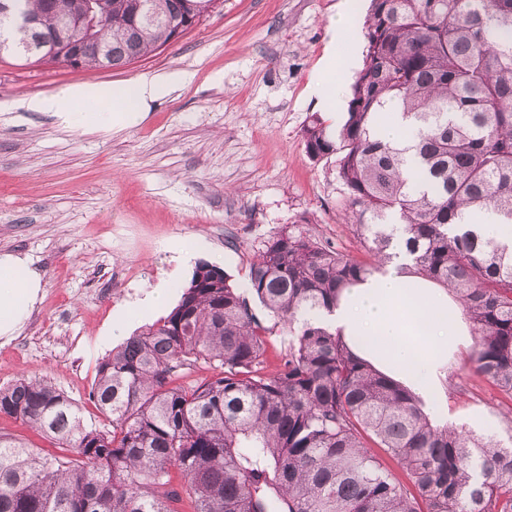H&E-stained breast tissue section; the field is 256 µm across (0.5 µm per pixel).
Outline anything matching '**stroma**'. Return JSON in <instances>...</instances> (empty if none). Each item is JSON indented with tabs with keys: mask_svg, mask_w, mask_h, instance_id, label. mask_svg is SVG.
Returning a JSON list of instances; mask_svg holds the SVG:
<instances>
[{
	"mask_svg": "<svg viewBox=\"0 0 512 512\" xmlns=\"http://www.w3.org/2000/svg\"><path fill=\"white\" fill-rule=\"evenodd\" d=\"M339 0H221L176 43L122 68L0 59V253L25 255L43 287L25 326L0 336V387L50 381L87 427L108 419L89 399L102 338L117 309L193 270L176 250L196 237L202 261L244 283L274 233L304 228L358 259L342 217L334 159H312L302 130L308 85L329 43ZM157 71L189 83L152 102L130 129L70 128L20 99L73 83L112 84ZM462 409L486 412L507 437L506 402L465 363L450 373Z\"/></svg>",
	"mask_w": 512,
	"mask_h": 512,
	"instance_id": "1",
	"label": "stroma"
}]
</instances>
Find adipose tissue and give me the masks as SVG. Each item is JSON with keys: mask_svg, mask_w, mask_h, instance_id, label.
Masks as SVG:
<instances>
[{"mask_svg": "<svg viewBox=\"0 0 512 512\" xmlns=\"http://www.w3.org/2000/svg\"><path fill=\"white\" fill-rule=\"evenodd\" d=\"M350 57L328 52L310 78V91L329 118H336L339 89L327 76L348 70ZM187 72H152L114 85L73 84L25 98L23 107L56 117L69 127L112 125L122 129L139 124L149 103L188 83ZM42 287L41 274L28 258L0 255V335H14L28 319ZM325 322L353 353L372 367L408 387L431 408L436 423L449 427L486 429L487 416H459L445 397L444 380L450 364L468 355L472 337L451 291L414 275L401 273L397 263L366 281L343 289Z\"/></svg>", "mask_w": 512, "mask_h": 512, "instance_id": "1", "label": "adipose tissue"}]
</instances>
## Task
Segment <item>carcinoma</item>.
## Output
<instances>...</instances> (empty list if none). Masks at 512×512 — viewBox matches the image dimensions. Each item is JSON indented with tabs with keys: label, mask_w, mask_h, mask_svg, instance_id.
<instances>
[{
	"label": "carcinoma",
	"mask_w": 512,
	"mask_h": 512,
	"mask_svg": "<svg viewBox=\"0 0 512 512\" xmlns=\"http://www.w3.org/2000/svg\"><path fill=\"white\" fill-rule=\"evenodd\" d=\"M142 3L135 11L134 4ZM80 66L123 67L194 29L210 0H109ZM17 25L20 48L63 22L50 0ZM367 46L347 119L317 115L302 137L336 158L360 261L310 231L282 230L247 284L200 263L171 312L97 367L91 395L110 429L88 428L43 379L0 388V416L52 438L36 453L0 433V512H512V436L431 423L412 391L354 356L321 321L341 290L403 243L414 273L451 290L475 336L473 373L512 402V248L470 217L512 224V0H370ZM398 111L418 129L414 162L378 128ZM288 336L280 364L269 348ZM202 367L200 383L176 379ZM396 462L399 478L372 449Z\"/></svg>",
	"instance_id": "1"
}]
</instances>
